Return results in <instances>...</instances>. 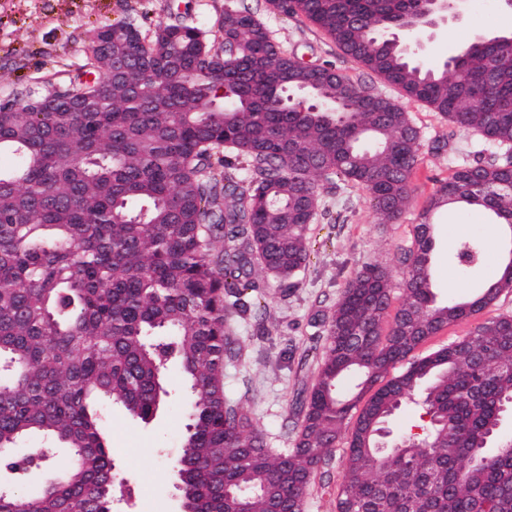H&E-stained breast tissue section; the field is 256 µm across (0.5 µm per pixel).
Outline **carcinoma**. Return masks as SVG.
<instances>
[{
	"mask_svg": "<svg viewBox=\"0 0 512 512\" xmlns=\"http://www.w3.org/2000/svg\"><path fill=\"white\" fill-rule=\"evenodd\" d=\"M328 33L345 54L457 127L512 149V69H490L494 47L474 39L452 59L487 97H460L457 78L397 53L382 65L377 34L406 25L426 0L378 9L375 0H269ZM223 41L208 46L187 24L158 27L144 42L131 23L98 30L86 72L98 73L103 42L112 74L73 80L28 100L0 104V512H113L123 494L104 405L150 422L170 392L169 367L183 376L189 420L176 460L190 512H226L224 488L252 512H303L315 468L331 457L361 399L342 464L336 512H512V457L489 425L512 396V317L488 318L462 340L410 359L426 338L488 308L512 281H495L464 302L433 291L431 215L443 206L484 212L512 226V155L464 165L442 182L416 226L395 318L375 323L371 291L390 299V272L370 264L351 279L325 318L328 347L303 402L295 448L266 447L247 413L224 390L233 356L226 313L245 312L255 275L297 288L309 259L315 178L368 190L386 223L411 195L420 141L405 112H366L364 89L347 78L327 92L310 66L281 50L249 8L232 4ZM296 80L280 79L282 68ZM229 155L221 158L217 150ZM408 361L388 379L390 367ZM420 406L448 422L407 437L410 447L379 455L363 447L388 405ZM57 453L58 476L29 493L20 479Z\"/></svg>",
	"mask_w": 512,
	"mask_h": 512,
	"instance_id": "cac0c4a2",
	"label": "carcinoma"
}]
</instances>
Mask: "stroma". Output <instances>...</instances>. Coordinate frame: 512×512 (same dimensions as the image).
<instances>
[{"label":"stroma","instance_id":"obj_1","mask_svg":"<svg viewBox=\"0 0 512 512\" xmlns=\"http://www.w3.org/2000/svg\"><path fill=\"white\" fill-rule=\"evenodd\" d=\"M270 38L304 62L334 68L375 94L393 100L416 128L421 149L411 178V200L396 223L382 222L367 191L358 185L317 179V214L299 287L282 290L261 279L259 301L231 322L239 348L224 364V389L246 412L268 447H293L300 428V399L310 391L327 347L323 323L346 284L368 264L401 279L400 258L413 246L416 224L440 184L461 164L501 158L502 150L480 134L457 128L427 104L365 69L321 29L302 16L287 17L267 0H243ZM228 0H0V102L27 91L46 92L51 83L75 78L90 55L100 28L133 23L144 38L159 26L180 22L213 38ZM458 20L442 25L418 57L432 68L454 49L478 36L512 32V9L500 0H461ZM433 283L439 298L467 299L496 281L504 265L505 242L481 212L441 208L435 218ZM480 248L474 264L461 263L464 244ZM187 420L178 406L162 409L148 424L113 409L108 417L115 470L124 480L117 512H179L174 464ZM354 420H346L331 458L316 469L304 512H336V489Z\"/></svg>","mask_w":512,"mask_h":512}]
</instances>
